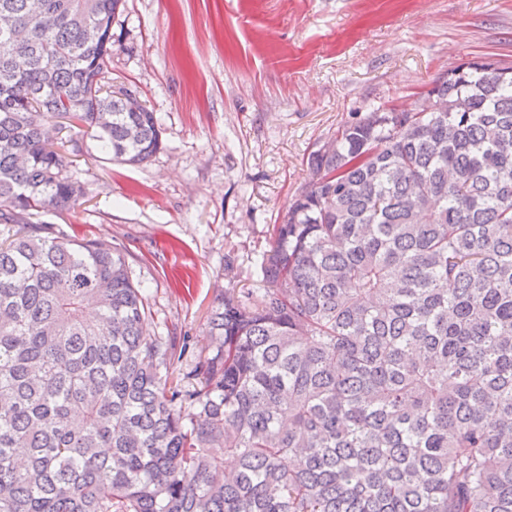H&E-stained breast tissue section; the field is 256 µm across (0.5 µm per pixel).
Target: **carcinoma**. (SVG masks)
<instances>
[{
    "label": "carcinoma",
    "instance_id": "cac0c4a2",
    "mask_svg": "<svg viewBox=\"0 0 512 512\" xmlns=\"http://www.w3.org/2000/svg\"><path fill=\"white\" fill-rule=\"evenodd\" d=\"M122 6L0 0V512H512V69L338 129L195 352L122 248L30 222L84 197L50 124L161 148L104 84Z\"/></svg>",
    "mask_w": 512,
    "mask_h": 512
}]
</instances>
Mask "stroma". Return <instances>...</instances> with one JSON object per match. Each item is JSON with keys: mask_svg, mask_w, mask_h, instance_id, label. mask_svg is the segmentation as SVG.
<instances>
[{"mask_svg": "<svg viewBox=\"0 0 512 512\" xmlns=\"http://www.w3.org/2000/svg\"><path fill=\"white\" fill-rule=\"evenodd\" d=\"M107 81L154 112L162 148L131 167L78 126L73 211L38 221L120 245L151 335L208 342L224 289L259 288L272 227L339 127L409 104L468 60L512 64V0H126Z\"/></svg>", "mask_w": 512, "mask_h": 512, "instance_id": "35a3bbf8", "label": "stroma"}]
</instances>
